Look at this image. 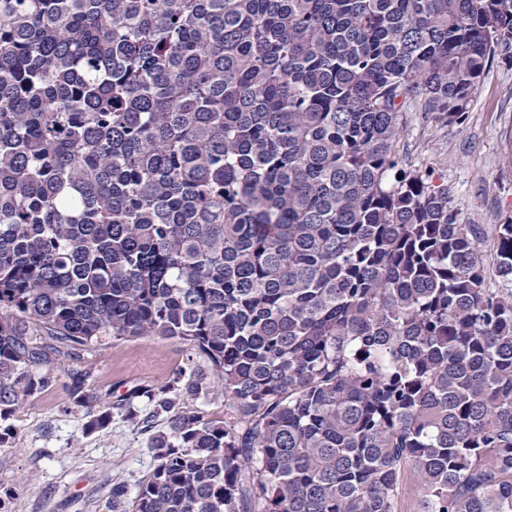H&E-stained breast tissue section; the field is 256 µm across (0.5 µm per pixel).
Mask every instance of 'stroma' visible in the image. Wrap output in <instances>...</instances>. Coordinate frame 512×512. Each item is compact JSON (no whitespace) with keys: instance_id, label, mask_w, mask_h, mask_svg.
I'll return each instance as SVG.
<instances>
[{"instance_id":"stroma-1","label":"stroma","mask_w":512,"mask_h":512,"mask_svg":"<svg viewBox=\"0 0 512 512\" xmlns=\"http://www.w3.org/2000/svg\"><path fill=\"white\" fill-rule=\"evenodd\" d=\"M400 151L409 166L447 185L464 223H503L512 216V64L499 59L486 71L463 123L410 113ZM204 362L179 341L158 336L109 341L82 359L93 372L90 387L116 400ZM71 366L55 360L56 386L16 415L15 441L0 448V512H113V483L136 494L157 464L150 438L167 431L166 414L152 415L143 432L116 408L108 427L85 433L86 410L67 389Z\"/></svg>"}]
</instances>
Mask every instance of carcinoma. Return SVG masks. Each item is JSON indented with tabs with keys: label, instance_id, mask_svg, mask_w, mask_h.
Here are the masks:
<instances>
[{
	"label": "carcinoma",
	"instance_id": "cac0c4a2",
	"mask_svg": "<svg viewBox=\"0 0 512 512\" xmlns=\"http://www.w3.org/2000/svg\"><path fill=\"white\" fill-rule=\"evenodd\" d=\"M511 46L512 0H0V447L161 336L206 365L123 397L169 431L119 512H512V217L397 149ZM184 402L197 408L207 420H224V391L220 387H214L198 399L184 398ZM419 485L413 476H408L401 485L398 496V512H417Z\"/></svg>",
	"mask_w": 512,
	"mask_h": 512
}]
</instances>
